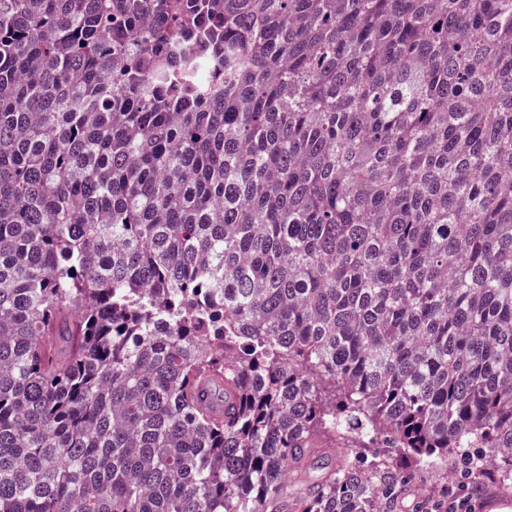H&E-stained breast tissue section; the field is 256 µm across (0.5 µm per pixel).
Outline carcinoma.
<instances>
[{
  "mask_svg": "<svg viewBox=\"0 0 512 512\" xmlns=\"http://www.w3.org/2000/svg\"><path fill=\"white\" fill-rule=\"evenodd\" d=\"M450 458L512 483V0H0V512ZM318 444L320 445L319 448L331 449L329 450L330 452L327 453L328 456L323 455L321 458H317L316 461H314V465L311 466V469L308 473L309 478H313L319 475L325 467L334 465L336 459L342 458L347 453L348 449H354L345 448V446L338 444L337 442L336 445H334V442L325 437H320L318 439Z\"/></svg>",
  "mask_w": 512,
  "mask_h": 512,
  "instance_id": "1",
  "label": "carcinoma"
}]
</instances>
